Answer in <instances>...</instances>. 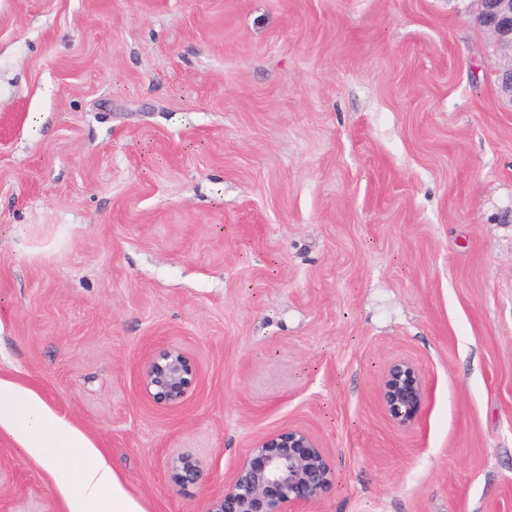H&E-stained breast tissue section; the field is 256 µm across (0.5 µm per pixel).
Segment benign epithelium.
<instances>
[{
	"instance_id": "7a95c632",
	"label": "benign epithelium",
	"mask_w": 512,
	"mask_h": 512,
	"mask_svg": "<svg viewBox=\"0 0 512 512\" xmlns=\"http://www.w3.org/2000/svg\"><path fill=\"white\" fill-rule=\"evenodd\" d=\"M477 20L505 55L512 54V0H477ZM498 97L512 108V69L499 73ZM196 376L188 355L178 347L153 355L143 375L147 398L157 407L175 408L186 399ZM425 382L410 359L390 362L377 385L378 405L386 419L400 430H411L419 420ZM190 459H175L174 483L198 479ZM336 480L326 450L311 433L284 428L258 437L249 456L224 484V495L207 512H304Z\"/></svg>"
}]
</instances>
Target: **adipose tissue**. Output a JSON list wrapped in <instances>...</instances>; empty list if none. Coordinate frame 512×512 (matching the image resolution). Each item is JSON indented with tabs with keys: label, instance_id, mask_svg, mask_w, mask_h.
Segmentation results:
<instances>
[{
	"label": "adipose tissue",
	"instance_id": "ef3b65f1",
	"mask_svg": "<svg viewBox=\"0 0 512 512\" xmlns=\"http://www.w3.org/2000/svg\"><path fill=\"white\" fill-rule=\"evenodd\" d=\"M0 434L48 471L68 512H145L81 431L6 378H0Z\"/></svg>",
	"mask_w": 512,
	"mask_h": 512
}]
</instances>
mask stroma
<instances>
[{"label": "stroma", "instance_id": "obj_1", "mask_svg": "<svg viewBox=\"0 0 512 512\" xmlns=\"http://www.w3.org/2000/svg\"><path fill=\"white\" fill-rule=\"evenodd\" d=\"M476 14L0 0V377L145 512H207L288 426L336 471L306 512H512V111ZM169 346L196 378L161 409ZM400 358L409 431L376 397ZM0 512H68L1 435ZM195 376L196 368L188 355L178 347H170L151 357L142 383L155 406L175 408L185 401ZM425 391L418 366L410 359L394 360L385 367L378 380V405L393 426L411 430L419 420Z\"/></svg>", "mask_w": 512, "mask_h": 512}]
</instances>
